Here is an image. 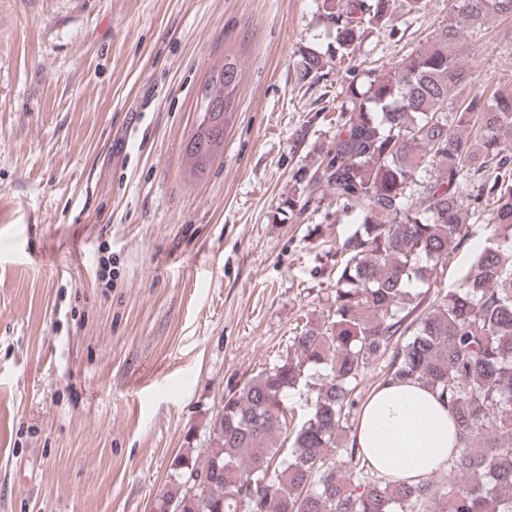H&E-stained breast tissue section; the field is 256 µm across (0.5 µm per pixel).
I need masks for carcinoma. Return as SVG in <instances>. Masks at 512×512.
Here are the masks:
<instances>
[{
	"instance_id": "carcinoma-1",
	"label": "carcinoma",
	"mask_w": 512,
	"mask_h": 512,
	"mask_svg": "<svg viewBox=\"0 0 512 512\" xmlns=\"http://www.w3.org/2000/svg\"><path fill=\"white\" fill-rule=\"evenodd\" d=\"M426 6L322 0L335 51L302 55L299 79L354 57L372 30L395 36L394 13ZM506 15L512 0H463L426 46L349 83L331 147L299 175L354 219L326 313L306 318L277 363L228 390L207 447L172 459L155 512H512V92L486 78L449 100L477 80L464 25ZM238 83L227 58L205 81L226 108L200 110L186 156L201 171L224 144ZM474 219L485 245L458 288L430 294ZM380 360L383 381H422L448 403L462 450L444 482H387L356 448L359 385ZM293 391L306 397L298 421L285 400ZM192 477L205 480L197 509L185 503Z\"/></svg>"
}]
</instances>
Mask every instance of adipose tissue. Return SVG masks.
Returning a JSON list of instances; mask_svg holds the SVG:
<instances>
[{"instance_id":"1","label":"adipose tissue","mask_w":512,"mask_h":512,"mask_svg":"<svg viewBox=\"0 0 512 512\" xmlns=\"http://www.w3.org/2000/svg\"><path fill=\"white\" fill-rule=\"evenodd\" d=\"M355 441L380 473L412 485L446 470L459 452L447 402L418 382L378 385L360 411Z\"/></svg>"}]
</instances>
